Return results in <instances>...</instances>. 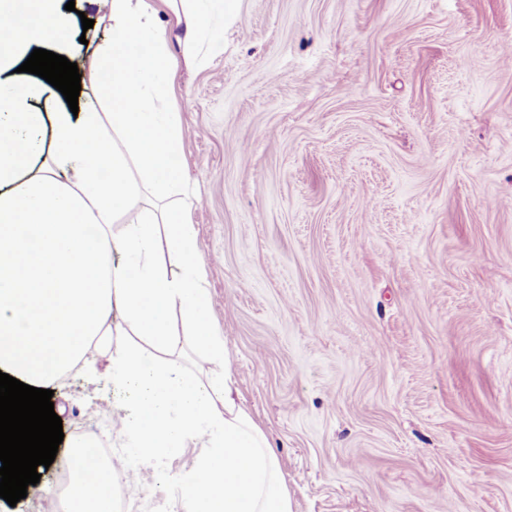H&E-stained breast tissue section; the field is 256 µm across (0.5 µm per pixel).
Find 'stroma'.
I'll list each match as a JSON object with an SVG mask.
<instances>
[{
    "instance_id": "obj_1",
    "label": "stroma",
    "mask_w": 512,
    "mask_h": 512,
    "mask_svg": "<svg viewBox=\"0 0 512 512\" xmlns=\"http://www.w3.org/2000/svg\"><path fill=\"white\" fill-rule=\"evenodd\" d=\"M68 18L53 51L89 71L112 30L89 0ZM213 25L171 102L186 216L292 512H512V0H240ZM115 351L51 382L63 441L0 512H55L84 432L128 461L116 512H183L197 450L148 473Z\"/></svg>"
}]
</instances>
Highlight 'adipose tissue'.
<instances>
[{
  "label": "adipose tissue",
  "mask_w": 512,
  "mask_h": 512,
  "mask_svg": "<svg viewBox=\"0 0 512 512\" xmlns=\"http://www.w3.org/2000/svg\"><path fill=\"white\" fill-rule=\"evenodd\" d=\"M91 2L112 24L90 74L112 99L105 117L32 109L36 88L13 71L62 41L65 21L58 0H0L17 28L0 38V372L40 388L113 341V383L140 388L119 433L148 462L192 442L202 450L183 477L184 512H292L278 458L237 401L191 224L137 204L182 181V130L163 102L178 66L218 48L213 17L237 0ZM189 351L205 355L210 378L184 365ZM114 473L78 475L75 502L113 512Z\"/></svg>",
  "instance_id": "adipose-tissue-1"
}]
</instances>
